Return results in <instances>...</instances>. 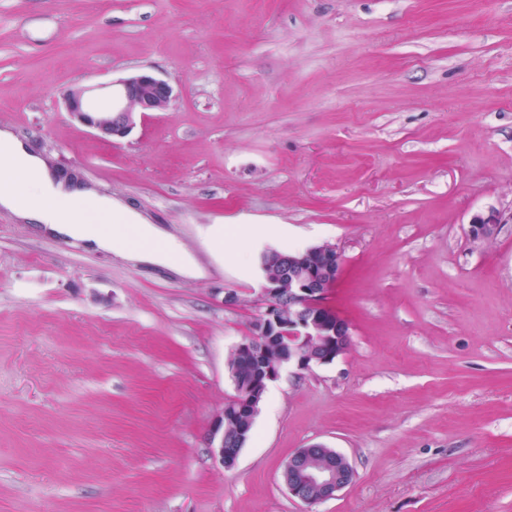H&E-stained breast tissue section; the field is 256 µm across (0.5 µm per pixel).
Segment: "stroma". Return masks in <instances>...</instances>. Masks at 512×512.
<instances>
[{"mask_svg": "<svg viewBox=\"0 0 512 512\" xmlns=\"http://www.w3.org/2000/svg\"><path fill=\"white\" fill-rule=\"evenodd\" d=\"M141 70L174 99L129 136L68 117ZM3 127L210 273L0 210V512H512V0H0ZM232 220L261 232L210 252ZM323 243L350 346L283 368L224 469L255 258ZM317 444L355 477L307 504L281 474ZM498 220L495 214H490L487 217H475L469 225V236L473 240L489 241L494 238Z\"/></svg>", "mask_w": 512, "mask_h": 512, "instance_id": "obj_1", "label": "stroma"}]
</instances>
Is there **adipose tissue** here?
I'll return each instance as SVG.
<instances>
[{
  "label": "adipose tissue",
  "mask_w": 512,
  "mask_h": 512,
  "mask_svg": "<svg viewBox=\"0 0 512 512\" xmlns=\"http://www.w3.org/2000/svg\"><path fill=\"white\" fill-rule=\"evenodd\" d=\"M24 175V194L0 191V208L38 225L50 235L133 263L170 268L190 278H202L205 267L171 234L130 210L120 199L81 189L74 181L58 177L49 161L28 150L15 134L0 129V175ZM146 240L131 247L129 235Z\"/></svg>",
  "instance_id": "adipose-tissue-1"
}]
</instances>
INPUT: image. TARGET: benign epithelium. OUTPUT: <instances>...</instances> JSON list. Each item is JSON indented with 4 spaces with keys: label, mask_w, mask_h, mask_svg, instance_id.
Wrapping results in <instances>:
<instances>
[{
    "label": "benign epithelium",
    "mask_w": 512,
    "mask_h": 512,
    "mask_svg": "<svg viewBox=\"0 0 512 512\" xmlns=\"http://www.w3.org/2000/svg\"><path fill=\"white\" fill-rule=\"evenodd\" d=\"M117 102L108 109L90 106L91 88L78 86L63 95L66 111L80 124L104 140L123 138L153 112L165 111L173 101V88L149 71H140L115 83ZM495 214L475 217L469 225L474 240L489 241L497 231ZM342 266L336 247L322 244L282 255L262 252L258 259L260 296L266 309L257 319L254 333L237 345L238 356L249 369L243 379H232L235 395L229 403L235 415L255 416L268 386L283 367L309 371L330 365L348 349L349 322L324 303L334 288ZM228 409L216 417L209 441L215 455L230 470L251 434V425L238 424L233 432L225 429ZM348 459L333 448L314 445L301 448L285 464L282 481L288 493L307 504L336 496L354 480ZM318 495L309 496L311 489Z\"/></svg>",
    "instance_id": "obj_1"
}]
</instances>
